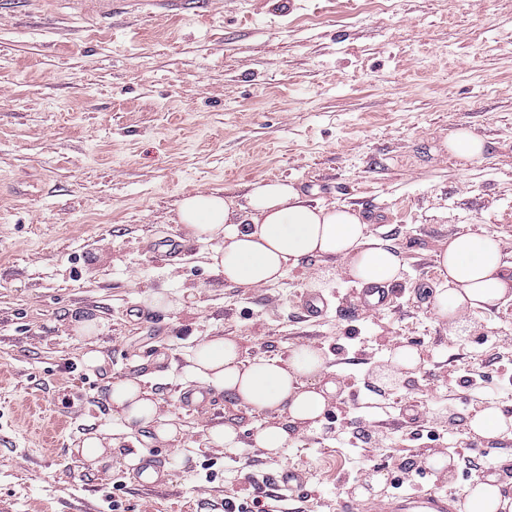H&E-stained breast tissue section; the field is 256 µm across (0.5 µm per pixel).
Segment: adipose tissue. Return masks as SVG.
<instances>
[{"label":"adipose tissue","instance_id":"obj_1","mask_svg":"<svg viewBox=\"0 0 512 512\" xmlns=\"http://www.w3.org/2000/svg\"><path fill=\"white\" fill-rule=\"evenodd\" d=\"M249 217L232 202L212 193L184 197L178 220L188 237L223 240L212 257L225 282L259 287L278 281L284 272L311 258H341L342 273L362 285H387L401 277L398 255L375 238L357 211L312 204L294 184L259 179L247 195ZM442 283L435 295L440 317L457 325L462 316L512 296V265L504 262L495 234L457 233L437 254ZM190 372L202 383L258 410L287 411L286 423L261 430L255 443L269 455L288 446L289 427H318L336 392L328 379L320 349L303 346L289 357L242 360L236 341L217 336L190 358ZM113 418L153 425L157 438L174 437L169 417L160 415L152 393L135 381L113 383L109 391Z\"/></svg>","mask_w":512,"mask_h":512}]
</instances>
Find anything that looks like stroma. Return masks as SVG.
Masks as SVG:
<instances>
[{
  "instance_id": "stroma-1",
  "label": "stroma",
  "mask_w": 512,
  "mask_h": 512,
  "mask_svg": "<svg viewBox=\"0 0 512 512\" xmlns=\"http://www.w3.org/2000/svg\"><path fill=\"white\" fill-rule=\"evenodd\" d=\"M460 130L482 157L441 149ZM260 178L372 205L403 266L395 307L356 311L339 260L259 288L216 275L220 240L188 238L179 204L243 206ZM460 232L496 234L512 263V0H0V512H270L265 481L288 467L306 472L305 512H339L375 474L363 503L407 479L464 495L482 456L512 461V434L467 426L485 407L512 417V300L449 336L437 252ZM315 279L332 309L312 323L295 301ZM157 292L179 308L153 307ZM80 313L102 319L94 339ZM215 336L246 360L322 349L338 390L318 428L283 455L258 448L284 414L187 370ZM400 346L420 363L390 391L377 374ZM122 380L153 392L172 439L112 419ZM215 425L241 447L211 445ZM90 434L112 440L109 462L77 454ZM137 455L167 461L166 487L137 484Z\"/></svg>"
}]
</instances>
